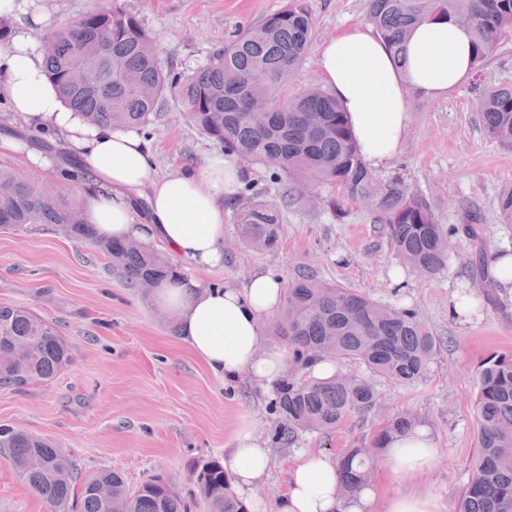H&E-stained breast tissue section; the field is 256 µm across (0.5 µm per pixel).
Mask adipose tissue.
Masks as SVG:
<instances>
[{"instance_id":"1","label":"adipose tissue","mask_w":512,"mask_h":512,"mask_svg":"<svg viewBox=\"0 0 512 512\" xmlns=\"http://www.w3.org/2000/svg\"><path fill=\"white\" fill-rule=\"evenodd\" d=\"M0 103L18 125L62 140L81 169L78 193L88 223L105 240L138 239L168 250L186 269L212 270L224 261V215L253 173L247 162L209 152L164 178L153 175V154L136 130L87 123L68 108L46 74L37 39L51 24L44 0H0ZM318 78L345 113L361 159L372 171L403 151L413 96L438 100L474 72L470 38L445 17L418 23L398 63L387 43L366 24L339 29L317 49ZM56 179L65 172L51 156L12 133L0 134V158ZM286 290L270 272L256 270L244 284L201 287L180 275L152 292L158 309L179 317L185 342L227 382H244L260 397L288 376L284 350L264 344L265 326L281 308ZM386 467L395 477L426 473L438 455L429 426L411 421L382 441ZM275 460L267 442L240 427L224 451L233 493L261 512L259 491ZM275 512H442L427 491L378 498L367 489L354 497L338 492V464L329 453L306 449L288 472Z\"/></svg>"}]
</instances>
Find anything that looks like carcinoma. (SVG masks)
I'll return each instance as SVG.
<instances>
[{
  "instance_id": "1",
  "label": "carcinoma",
  "mask_w": 512,
  "mask_h": 512,
  "mask_svg": "<svg viewBox=\"0 0 512 512\" xmlns=\"http://www.w3.org/2000/svg\"><path fill=\"white\" fill-rule=\"evenodd\" d=\"M455 19L471 34L475 67L512 36V0H369L367 21L399 62H406L412 28L429 17ZM313 19L306 0L262 23L232 35L207 62L190 73L163 67L156 41L120 0L95 7L43 39L47 70L65 104L92 123L141 128L162 102L175 101L200 131L236 156L273 171L285 182L283 202L302 200L298 186H336L343 200L372 207L387 228L400 263L433 276L448 260L449 238L476 237L481 216L467 211L463 224L446 228L431 206L411 194L399 177L381 179L363 165L343 112L324 88L308 87L281 100L276 91L306 57ZM484 135L512 149V84L473 88ZM70 204L59 186L38 184L0 169V230L27 224H54L65 235L89 242L112 261L126 283L139 288L176 272L168 258L135 241L98 238L87 222L73 224ZM500 223L512 224V186L497 203ZM281 212L253 200L240 214L238 237L250 249L279 244ZM285 340L291 361L316 358L356 360L370 377L339 372L328 378H289L278 388L279 434L293 440L300 431H328L351 412L372 408L378 391L373 377L411 383L425 376L436 340L412 310L382 304L348 288L302 274L288 289L283 317L274 328ZM73 361L56 325L25 306L0 305V387L22 389L52 381ZM476 412L479 448L456 512H512V357L492 356L478 377ZM382 434L361 439L337 458L342 493L353 495L367 483L381 450ZM0 448L21 484L48 512H188L167 474L159 472L136 488L124 475L102 469L78 472L73 456L49 438L0 428ZM207 512H246L217 461L197 472Z\"/></svg>"
}]
</instances>
